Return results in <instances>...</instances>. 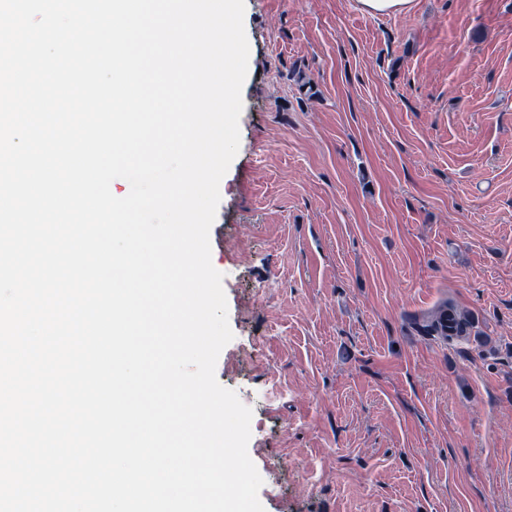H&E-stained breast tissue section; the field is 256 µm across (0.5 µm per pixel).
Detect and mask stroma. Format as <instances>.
Here are the masks:
<instances>
[{"instance_id":"obj_1","label":"stroma","mask_w":512,"mask_h":512,"mask_svg":"<svg viewBox=\"0 0 512 512\" xmlns=\"http://www.w3.org/2000/svg\"><path fill=\"white\" fill-rule=\"evenodd\" d=\"M211 261L264 512H512V0H245ZM469 339L422 325L442 301ZM357 3L373 16L402 15L411 11L413 0H358Z\"/></svg>"}]
</instances>
